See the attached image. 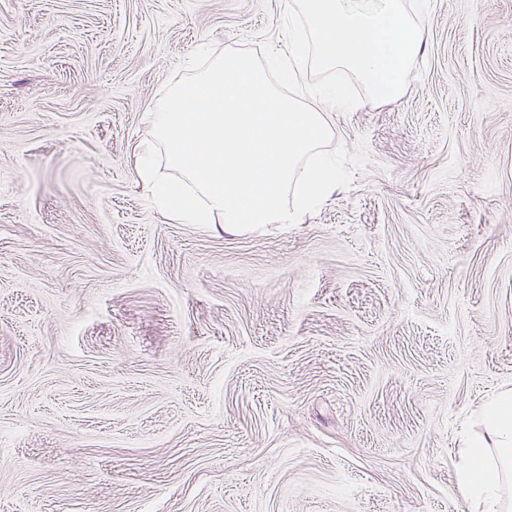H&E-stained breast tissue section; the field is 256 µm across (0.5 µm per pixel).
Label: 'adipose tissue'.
<instances>
[{
	"label": "adipose tissue",
	"instance_id": "adipose-tissue-1",
	"mask_svg": "<svg viewBox=\"0 0 512 512\" xmlns=\"http://www.w3.org/2000/svg\"><path fill=\"white\" fill-rule=\"evenodd\" d=\"M482 431H466L461 438L463 465L457 486L470 512H512V500L502 494L512 480V390L503 389L483 405Z\"/></svg>",
	"mask_w": 512,
	"mask_h": 512
}]
</instances>
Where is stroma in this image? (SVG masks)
<instances>
[{"instance_id": "obj_1", "label": "stroma", "mask_w": 512, "mask_h": 512, "mask_svg": "<svg viewBox=\"0 0 512 512\" xmlns=\"http://www.w3.org/2000/svg\"><path fill=\"white\" fill-rule=\"evenodd\" d=\"M286 5L0 0V512H466L459 433L512 388V0H428L297 224L174 222L146 112Z\"/></svg>"}]
</instances>
